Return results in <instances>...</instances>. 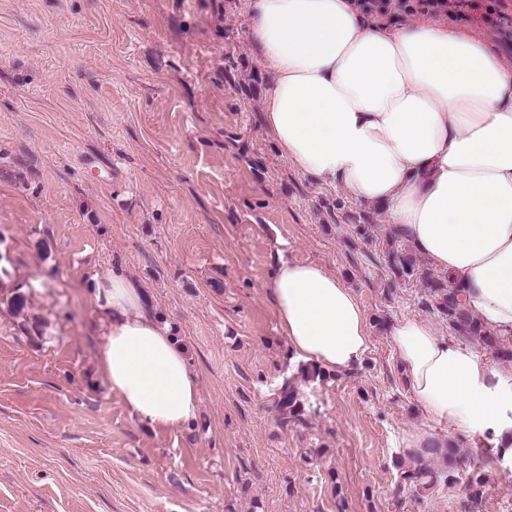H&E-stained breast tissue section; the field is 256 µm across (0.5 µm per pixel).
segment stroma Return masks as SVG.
Listing matches in <instances>:
<instances>
[{
  "instance_id": "stroma-1",
  "label": "stroma",
  "mask_w": 512,
  "mask_h": 512,
  "mask_svg": "<svg viewBox=\"0 0 512 512\" xmlns=\"http://www.w3.org/2000/svg\"><path fill=\"white\" fill-rule=\"evenodd\" d=\"M444 18L512 64V0H448ZM249 27L247 0H0V512H512V458L450 426L470 466L396 492L424 416L385 324L451 330L419 282H391L387 213L279 154L246 92L269 80ZM280 256L354 290L359 368L304 379L264 291ZM116 264L188 349L185 426L140 423L98 372L85 289ZM286 380L304 414L284 426Z\"/></svg>"
}]
</instances>
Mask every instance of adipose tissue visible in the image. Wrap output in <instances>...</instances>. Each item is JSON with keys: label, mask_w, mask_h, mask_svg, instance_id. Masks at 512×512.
Wrapping results in <instances>:
<instances>
[{"label": "adipose tissue", "mask_w": 512, "mask_h": 512, "mask_svg": "<svg viewBox=\"0 0 512 512\" xmlns=\"http://www.w3.org/2000/svg\"><path fill=\"white\" fill-rule=\"evenodd\" d=\"M270 75L262 122L278 152L321 187L384 209L412 249L458 288L472 316L512 336V67L435 17L372 20L355 0H248ZM290 352L326 371L359 366L369 323L324 267L279 260L265 287ZM86 299L106 325L99 370L153 428L190 423L198 381L170 326L122 271ZM397 371L428 425L405 454L447 447L438 427L482 434L512 456V388L467 342L420 316L387 324Z\"/></svg>", "instance_id": "1"}]
</instances>
